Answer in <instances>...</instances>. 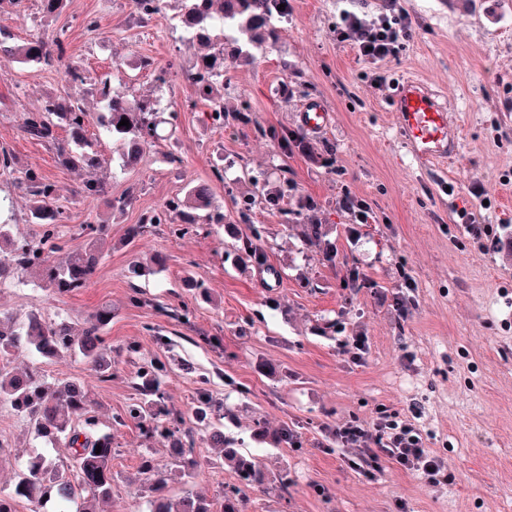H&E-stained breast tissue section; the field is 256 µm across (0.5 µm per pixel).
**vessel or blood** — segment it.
<instances>
[{"instance_id":"1","label":"vessel or blood","mask_w":512,"mask_h":512,"mask_svg":"<svg viewBox=\"0 0 512 512\" xmlns=\"http://www.w3.org/2000/svg\"><path fill=\"white\" fill-rule=\"evenodd\" d=\"M394 112L412 155L435 168L445 167L458 147L457 124L437 94L414 78H406L394 98ZM298 118L311 131L325 128L328 115L320 105H303Z\"/></svg>"}]
</instances>
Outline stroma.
I'll use <instances>...</instances> for the list:
<instances>
[{"label":"stroma","mask_w":512,"mask_h":512,"mask_svg":"<svg viewBox=\"0 0 512 512\" xmlns=\"http://www.w3.org/2000/svg\"><path fill=\"white\" fill-rule=\"evenodd\" d=\"M287 27L255 62L229 66L224 98L248 112L246 126L212 125L206 105L190 84L170 75L155 81V66L177 59L188 66L201 50L182 42L172 7L139 21L134 0H67L47 21L67 31L66 59L82 65L83 83H69L63 69L34 67L0 58V151L19 165L38 168L55 183L67 221L68 249L84 246L86 225L108 223L104 257L87 288L57 301L31 287L0 290V307L17 314L41 310L75 320L99 306L112 307L107 336L112 347L131 341L172 368L167 391L173 404L190 407L198 384L179 365L189 360L211 378L217 401L234 410L231 431L270 471L286 469L288 489H254L245 512H512V0H400L412 35L396 60L364 64L350 42L340 41V0H289ZM98 26L90 29L87 18ZM118 72L128 97L160 99L172 139L148 148L134 170L117 173L110 140L98 149L112 196L132 195L124 211L78 193L84 175L63 167L54 149L26 138L20 113L47 96L81 98L95 110V88ZM413 76L434 90L455 114L460 148L446 177L411 154L393 112L392 94ZM314 101L330 116L314 134L333 145L326 168L307 156L280 155L262 137L268 126L297 128L300 105ZM175 153L177 163L165 156ZM223 165V180L213 177ZM267 172L271 182L290 180L303 197L322 206L333 225L335 263L318 261L289 232L284 217L255 206L254 223L268 231L264 250L281 280L225 259L222 228L172 237L156 224L136 239L128 228L142 213L181 196L190 180L213 184L214 202L227 217L230 193H244V174ZM365 205L367 221L354 224L345 203ZM467 208L479 224H503L500 249L479 250L457 215ZM162 254L164 267L152 262ZM139 275H132V265ZM191 275L205 283L213 303L197 302L180 286ZM366 280L351 287L353 277ZM416 289L407 292L406 281ZM145 296L189 308L183 326L131 300ZM411 294L407 317L397 297ZM169 336L156 347L151 328ZM366 340L362 361L345 346ZM279 366L282 378L264 375L262 363ZM37 363L28 353L15 364ZM40 364V363H37ZM49 378L85 383L100 417L131 403L133 360L115 359L112 381L100 382L77 356L40 364ZM399 414L424 433L426 446L448 464V479L430 485L420 474L381 462L374 475L352 471L340 451L317 448L325 426L372 424L379 412ZM296 432L303 445L257 443L253 419ZM0 488L33 453L62 459L65 449H41L9 406L0 404ZM147 442L134 424L114 433L112 497L103 512H147L149 492L138 473Z\"/></svg>","instance_id":"35a3bbf8"}]
</instances>
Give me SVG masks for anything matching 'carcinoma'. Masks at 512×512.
<instances>
[{
  "label": "carcinoma",
  "mask_w": 512,
  "mask_h": 512,
  "mask_svg": "<svg viewBox=\"0 0 512 512\" xmlns=\"http://www.w3.org/2000/svg\"><path fill=\"white\" fill-rule=\"evenodd\" d=\"M174 18L183 37L206 49L195 63L181 70L208 103L215 115L213 122L246 126L249 116L224 106V68L227 60L249 62L274 44L280 25L288 21V0H176ZM22 0H0V54L16 56L25 64L52 67L65 59V31L55 34L40 27L18 44L4 15L21 5ZM165 0H136L140 19L149 20L160 13ZM98 111L88 112L79 98L47 97L42 105L19 117V128L28 137L48 144L61 161L75 169L94 171L101 166L96 149L97 140L88 136V125L95 121L100 134L120 146L118 167L122 171L138 166L143 152L160 139V109L155 101L129 98L107 76L97 93ZM129 126L120 125L121 119ZM67 137L59 138V129ZM281 153H305L310 149L306 135L299 130L270 127L262 131ZM0 172L15 176L18 187L30 199L27 222L40 228L39 238H15L12 225L0 218V287L7 283L32 286L49 299L56 300L86 287L103 257L107 225L90 226V241L59 260L55 253L62 250L58 243L60 225L65 223L64 210L58 205L56 185L33 167H20L12 154L0 153ZM248 181L253 193L242 195L245 206L258 197L264 207L281 212L290 225L302 229L304 244L321 253L331 262L334 248L326 243L325 225L318 222V203L300 198L296 207L285 209V200L293 198L295 187L259 184L253 176ZM84 198L99 199L108 195V181L88 178L79 188ZM167 210L175 214L178 223L171 233L182 236L203 226L219 224L227 238V246L238 259H249L259 269L274 275L267 263L261 241L266 233L262 224L249 225L244 233L239 225L227 221L221 207L214 204L211 183L191 181L183 197L171 201ZM162 223V214L147 212L140 223L132 226L133 238L144 233L149 224ZM181 288L194 294L205 304L213 302L210 289L191 275L181 280ZM112 323V307L102 305L83 321L75 323L65 318H50L38 310L24 317L0 310V404H8L26 424L35 439L46 448L68 450L71 464H58L43 454L32 457L16 473L12 490L0 489V512H18L17 501L28 505V512H50L49 505L73 504V512H96L95 504L112 494V431L129 421L137 424L142 435L169 443V454L175 462V474L189 483L211 465H228L238 477V485L224 488L216 499L203 497L191 489L184 491L177 506H171L166 495L168 478L157 467L154 449L144 448L139 470L153 477L149 512H244L246 492L254 488L284 490L288 475H275L265 470L256 456L243 448V441L225 431V423L235 419V413L214 399L209 378L197 372L186 361L182 371L198 377L196 396L190 412L169 402L166 391L170 365L157 356L144 353V347L129 342L121 351L139 360L131 384L136 398L127 409L112 417V430L100 429V420L93 410L90 392L79 382H52L39 368L29 366L22 371L11 368L13 357L27 351L43 361L65 354H78L96 372L102 382L112 381L114 349L107 342V330ZM208 431L212 448L219 449L218 459H202L194 452L191 428L187 422ZM251 438L259 443H288V429L272 431L265 421L254 419ZM101 452L95 453L96 446Z\"/></svg>",
  "instance_id": "1"
}]
</instances>
